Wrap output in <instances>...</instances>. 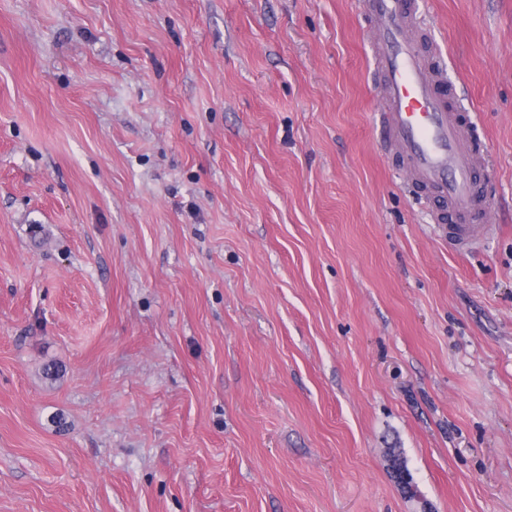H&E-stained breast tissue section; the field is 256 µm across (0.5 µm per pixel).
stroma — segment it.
I'll return each mask as SVG.
<instances>
[{
	"mask_svg": "<svg viewBox=\"0 0 512 512\" xmlns=\"http://www.w3.org/2000/svg\"><path fill=\"white\" fill-rule=\"evenodd\" d=\"M419 13L464 255L364 0H0V512H512V0ZM410 1H368L371 54L382 91L378 138L410 183L441 204L434 216L444 225L448 246L467 251L494 226L475 176L485 153L475 137L477 125L456 111L455 89L446 90L440 66L420 49ZM444 204L451 214L448 225Z\"/></svg>",
	"mask_w": 512,
	"mask_h": 512,
	"instance_id": "1",
	"label": "stroma"
}]
</instances>
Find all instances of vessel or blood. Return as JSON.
I'll list each match as a JSON object with an SVG mask.
<instances>
[{
	"mask_svg": "<svg viewBox=\"0 0 512 512\" xmlns=\"http://www.w3.org/2000/svg\"><path fill=\"white\" fill-rule=\"evenodd\" d=\"M411 0H368L374 28L371 54L381 81L378 138L397 157L410 181L436 202L450 247L469 250L492 229L476 180L485 161L476 124L457 112L455 91L429 61L415 35Z\"/></svg>",
	"mask_w": 512,
	"mask_h": 512,
	"instance_id": "obj_1",
	"label": "vessel or blood"
}]
</instances>
